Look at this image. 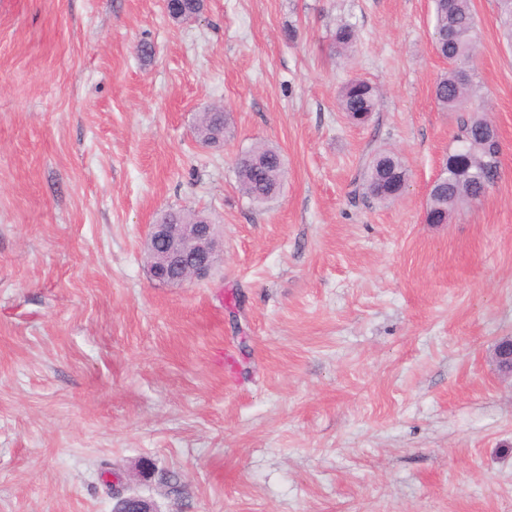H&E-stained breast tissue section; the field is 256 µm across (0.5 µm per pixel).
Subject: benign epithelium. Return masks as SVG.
<instances>
[{"instance_id": "1", "label": "benign epithelium", "mask_w": 512, "mask_h": 512, "mask_svg": "<svg viewBox=\"0 0 512 512\" xmlns=\"http://www.w3.org/2000/svg\"><path fill=\"white\" fill-rule=\"evenodd\" d=\"M223 244L216 224H170L160 220L149 225L143 253L148 256L150 277L171 286L201 281L210 276ZM113 512H161L158 505L135 492L116 497Z\"/></svg>"}]
</instances>
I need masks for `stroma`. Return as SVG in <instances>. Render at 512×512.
<instances>
[{
	"label": "stroma",
	"mask_w": 512,
	"mask_h": 512,
	"mask_svg": "<svg viewBox=\"0 0 512 512\" xmlns=\"http://www.w3.org/2000/svg\"><path fill=\"white\" fill-rule=\"evenodd\" d=\"M473 9L502 173L429 224L457 130L432 0H0V512H112L116 480L162 512H512V43ZM259 141L287 169L260 207L234 165ZM379 147L389 206L355 191ZM172 209L223 225L208 281L151 280ZM359 39L357 29L347 23L336 27L331 38V49L335 54L348 56ZM380 98L378 87L364 79L355 78L341 88L338 105L350 120L366 123L377 111ZM201 121L205 127L206 144L217 145L224 141L226 117L223 110H211L202 117ZM408 171L393 150L381 149L371 155L361 173V194L379 204L394 203L407 186Z\"/></svg>",
	"instance_id": "obj_1"
}]
</instances>
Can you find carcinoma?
<instances>
[{"label": "carcinoma", "mask_w": 512, "mask_h": 512, "mask_svg": "<svg viewBox=\"0 0 512 512\" xmlns=\"http://www.w3.org/2000/svg\"><path fill=\"white\" fill-rule=\"evenodd\" d=\"M432 42L438 55L448 62V70L437 77L433 94L443 112L460 114L454 147L448 152L443 176L434 181L426 206L425 222L446 224L455 205L480 202L501 176V161L485 126V98L474 80V61L478 43L472 0H433ZM359 39L357 29L347 23L336 27L331 49L347 56ZM381 98L378 87L355 78L348 81L338 96L339 109L357 123H365L377 111ZM206 143L224 141L226 117L214 109L202 117ZM238 187L252 202L262 205L276 197L283 186L285 162L280 150L256 143L235 161ZM408 171L393 150L381 149L371 155L360 177L364 198L391 204L404 192Z\"/></svg>", "instance_id": "1"}]
</instances>
